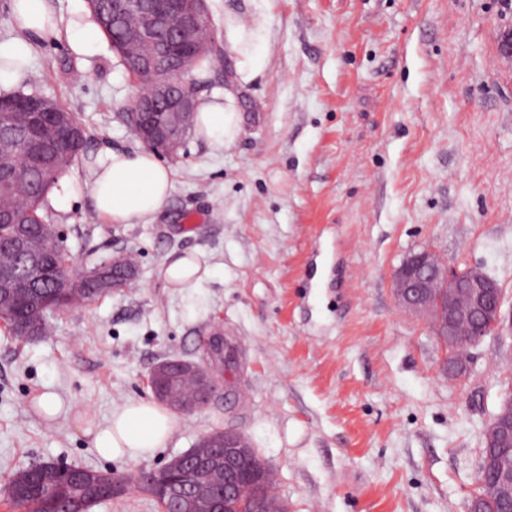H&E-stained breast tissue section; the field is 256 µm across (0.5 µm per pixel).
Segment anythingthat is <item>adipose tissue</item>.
Returning <instances> with one entry per match:
<instances>
[{
	"mask_svg": "<svg viewBox=\"0 0 512 512\" xmlns=\"http://www.w3.org/2000/svg\"><path fill=\"white\" fill-rule=\"evenodd\" d=\"M11 4L18 34L0 40L1 94L10 93L24 81L37 42L62 37L75 54L89 56L98 51L101 30L84 5H76L74 18L64 26L51 0H11ZM226 37L243 80L263 75L267 56L258 29L231 20ZM232 103L228 96L199 105L197 132L203 139L222 145L239 136L241 128ZM170 183V169L154 153L109 150L90 163L88 180L65 183L63 198L89 196L94 210L109 224H144L166 204ZM34 402L46 419L72 420L97 454L108 460L153 455L172 440L178 424L166 408L141 399L128 400L101 420L74 411L52 391L39 393Z\"/></svg>",
	"mask_w": 512,
	"mask_h": 512,
	"instance_id": "obj_1",
	"label": "adipose tissue"
}]
</instances>
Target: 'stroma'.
<instances>
[{"mask_svg": "<svg viewBox=\"0 0 512 512\" xmlns=\"http://www.w3.org/2000/svg\"><path fill=\"white\" fill-rule=\"evenodd\" d=\"M217 39L236 19L258 28L263 76L236 58L204 74L198 101L231 93L241 133L189 134L168 200L145 224H108L89 197L48 206L75 270L120 253L133 287L62 310L51 335L0 326V483L42 461L156 470L218 429L244 435L288 512H467L484 423L512 376V340L470 349L469 376L443 374L425 317L404 309L392 274L411 253L478 267L512 318V0H207ZM232 79H225V72ZM74 113L87 158L136 151L127 110L138 85L109 43L78 57L40 43L20 85ZM211 267L193 288L160 275L168 254ZM246 339L223 376L237 404L182 414L145 459L101 458L71 421L31 405L52 390L105 417L162 358L201 361L210 334Z\"/></svg>", "mask_w": 512, "mask_h": 512, "instance_id": "1", "label": "stroma"}]
</instances>
